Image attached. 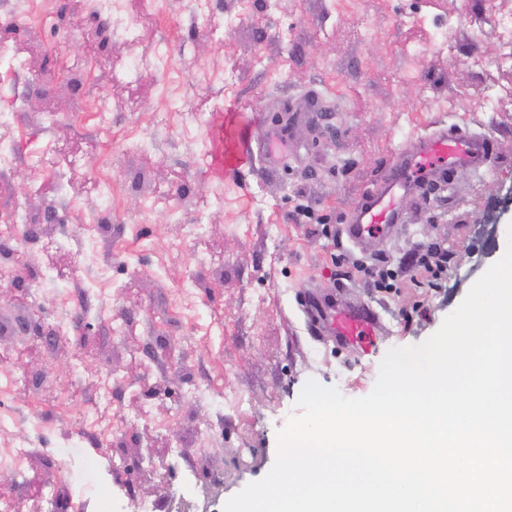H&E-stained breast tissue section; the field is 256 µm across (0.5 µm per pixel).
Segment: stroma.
<instances>
[{
	"label": "stroma",
	"instance_id": "35a3bbf8",
	"mask_svg": "<svg viewBox=\"0 0 512 512\" xmlns=\"http://www.w3.org/2000/svg\"><path fill=\"white\" fill-rule=\"evenodd\" d=\"M505 16L512 0H0V224L22 207L39 235L0 257V441L38 444L21 473L0 466L14 512H68L78 491L82 512H118L116 489L150 512H223L272 468L308 380L366 396L389 349L437 332L512 234ZM443 123L487 136V167L398 196L400 233L348 244L362 197ZM261 146L284 166L266 170ZM420 243L448 252L438 287L411 264ZM88 251L96 269L78 263ZM360 262L397 275L377 287ZM312 299L376 310L374 347L315 330ZM68 446L92 484L62 474Z\"/></svg>",
	"mask_w": 512,
	"mask_h": 512
}]
</instances>
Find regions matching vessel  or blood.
<instances>
[{
  "label": "vessel or blood",
  "mask_w": 512,
  "mask_h": 512,
  "mask_svg": "<svg viewBox=\"0 0 512 512\" xmlns=\"http://www.w3.org/2000/svg\"><path fill=\"white\" fill-rule=\"evenodd\" d=\"M491 152L490 139L461 132L454 124L412 141L397 158L388 179L362 199L351 222L342 226V236L352 245L366 248L377 234L392 232L401 223L396 206L398 192L426 196L430 186L444 181L453 166L481 171ZM313 322L338 341L357 345L364 352L370 350L380 328L377 314L369 309L339 308L315 316Z\"/></svg>",
  "instance_id": "obj_1"
}]
</instances>
